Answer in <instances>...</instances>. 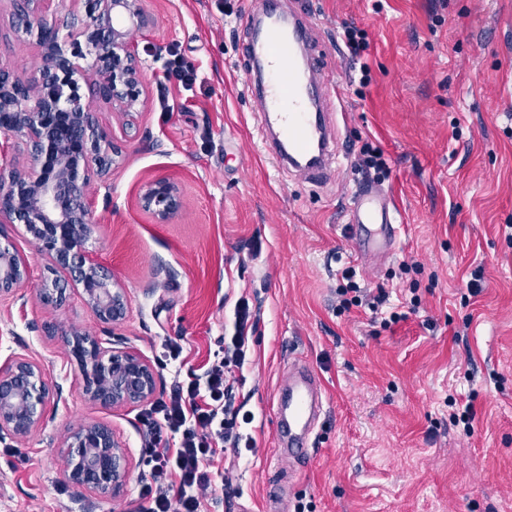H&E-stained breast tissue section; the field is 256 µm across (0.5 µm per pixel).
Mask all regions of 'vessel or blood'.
Here are the masks:
<instances>
[{"mask_svg":"<svg viewBox=\"0 0 512 512\" xmlns=\"http://www.w3.org/2000/svg\"><path fill=\"white\" fill-rule=\"evenodd\" d=\"M278 2L251 0L249 10L260 15L261 25L242 43L241 51L258 73L251 93L272 136L270 155L300 163L305 177L319 182L328 176L336 88L315 77L322 56L307 38L305 10L298 0H291L284 11ZM346 215L357 254L376 256L391 250L397 235L395 215L378 187L359 190ZM283 388L291 401L293 419L310 427L320 404L315 375L309 371L289 373Z\"/></svg>","mask_w":512,"mask_h":512,"instance_id":"obj_1","label":"vessel or blood"}]
</instances>
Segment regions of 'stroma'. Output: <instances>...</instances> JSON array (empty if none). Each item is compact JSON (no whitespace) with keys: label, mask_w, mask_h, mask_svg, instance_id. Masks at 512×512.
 <instances>
[{"label":"stroma","mask_w":512,"mask_h":512,"mask_svg":"<svg viewBox=\"0 0 512 512\" xmlns=\"http://www.w3.org/2000/svg\"><path fill=\"white\" fill-rule=\"evenodd\" d=\"M143 6L131 36L144 80L133 117L88 91L120 151L106 190L89 191V248L127 291L114 338L156 367L159 396L223 346L238 301L250 306L249 361L232 400L253 413L255 446L215 458L232 481L204 512H512V0H306L340 94L341 154L320 185L259 147L240 51L245 0ZM11 13L0 0V62L33 70L35 40L17 37ZM347 26L367 33L362 61L340 49ZM172 49L197 72L192 90L164 79ZM367 145L384 152L382 188L399 224L391 253L371 261L352 249L346 216L369 180ZM158 177L182 192L164 224L139 206ZM0 240L32 263L20 302L0 304V363L24 354L62 389L42 428L0 441V512H134L149 477L141 409L84 396L62 336L98 333V322L77 291L58 309L41 301L43 265L21 226L0 223ZM349 267L365 295L387 293L383 313L340 311ZM387 311L401 321L384 324ZM170 340L182 347L174 362ZM297 364L322 387L320 417L305 465L276 468L280 385ZM89 423L126 447L117 498L64 480L60 441Z\"/></svg>","instance_id":"obj_1"}]
</instances>
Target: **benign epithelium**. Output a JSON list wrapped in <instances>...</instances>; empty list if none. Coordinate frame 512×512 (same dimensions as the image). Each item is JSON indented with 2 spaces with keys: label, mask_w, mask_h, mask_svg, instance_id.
<instances>
[{
  "label": "benign epithelium",
  "mask_w": 512,
  "mask_h": 512,
  "mask_svg": "<svg viewBox=\"0 0 512 512\" xmlns=\"http://www.w3.org/2000/svg\"><path fill=\"white\" fill-rule=\"evenodd\" d=\"M13 2L14 28L35 38L39 65L29 76L0 67V223L22 226L38 246L44 303L63 305L71 282L103 324L100 336L79 330L63 336L83 372L85 396L105 409L145 403L156 394L158 374L139 353L114 346L110 327L126 317V289L87 248L93 223L87 190L111 169L116 150L83 93L92 83L112 108L136 111L144 81L130 34L145 24L143 0H69L50 22L44 18L50 0ZM139 205L163 224L182 207L180 187L167 177L153 179ZM30 271L27 257L0 243V302L18 299ZM59 395L42 364L24 355L6 359L0 364V439L38 429L47 403ZM61 447L69 484L101 497L120 495L126 454L109 426L75 428Z\"/></svg>",
  "instance_id": "7a95c632"
}]
</instances>
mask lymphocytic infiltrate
<instances>
[{"label":"lymphocytic infiltrate","instance_id":"lymphocytic-infiltrate-1","mask_svg":"<svg viewBox=\"0 0 512 512\" xmlns=\"http://www.w3.org/2000/svg\"><path fill=\"white\" fill-rule=\"evenodd\" d=\"M249 319L248 307L238 304L229 343L202 373L176 383L167 398L144 409L148 432L142 446L150 479L138 490L134 512H201L214 486L229 481L212 465L217 451L228 442L253 448L252 436L242 433L252 417L229 398L232 371L245 363Z\"/></svg>","mask_w":512,"mask_h":512}]
</instances>
